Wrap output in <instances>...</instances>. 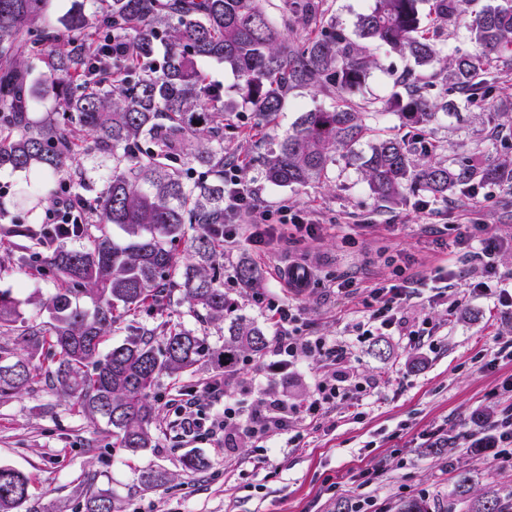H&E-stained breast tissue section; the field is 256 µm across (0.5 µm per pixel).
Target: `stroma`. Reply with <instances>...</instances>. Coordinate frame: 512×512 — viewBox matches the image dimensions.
Returning a JSON list of instances; mask_svg holds the SVG:
<instances>
[{"label":"stroma","instance_id":"35a3bbf8","mask_svg":"<svg viewBox=\"0 0 512 512\" xmlns=\"http://www.w3.org/2000/svg\"><path fill=\"white\" fill-rule=\"evenodd\" d=\"M375 59L365 82L351 99L358 105L384 101L396 90L395 76L410 70L422 80L434 78L433 67L390 48L371 45ZM330 97L312 87L292 89L264 139L235 132L224 136V153L258 155L270 140L292 125L301 112L326 107ZM431 137L444 147L442 158L454 164L467 161L480 167L512 161V127L488 122L478 109L440 115ZM337 161L327 184L293 189L265 183L259 170L242 171L241 179L255 191L261 207L274 211L288 205L309 212L322 232L318 239L290 238L276 242L275 258L256 253L249 241L226 252L223 259L225 293L237 314L274 337L276 330L256 301L253 289L242 287L234 269L240 262L255 266L261 285L305 310L304 329L313 336L344 339L349 359L376 381L377 389L363 408L342 403L329 410L319 425L303 427L299 447L288 446L283 435L272 436L270 449L243 443L221 448L211 441L184 442L175 425V409L182 392L201 389L212 372L200 366L195 374L173 381L162 378L156 393L160 418L151 432L153 448L137 455L113 448L104 421L79 413L43 385L0 400V463L24 472L30 492L43 512H83L87 479L111 490L117 512H333L336 494L325 480L347 488L364 484L377 512H394L408 496L428 500L430 512H467L457 496L460 480L471 495L493 489L512 496V466L498 463L490 448L471 447L465 432L475 410L494 415L506 406L512 385V308L499 304L500 287L512 286V250L498 254L496 273L484 276L472 260L447 252L443 236H456L458 227L483 225L486 233L512 239V186L490 184L479 193L460 190L447 199L408 195L382 201L363 179L360 154ZM34 176H0L8 193L0 198L13 224L41 221L43 206L34 205L29 188ZM23 241L10 237L0 244V290L12 292L27 320L40 322V305L55 291L49 277L31 276L15 256ZM412 258L408 273L428 277L448 262L456 278L448 297L458 300L456 311L430 308L427 287H419L402 307L412 324L424 329L428 344L412 348L396 336H353L349 330L363 309V292L379 283L395 281L404 258ZM308 264L318 284L305 292L280 287L274 264ZM357 277L358 294L336 297L323 283L338 277ZM481 283L479 291L466 287ZM465 296H458V289ZM441 446L438 454L430 446ZM202 457L206 466L184 473L182 458ZM168 479L148 489L141 483L147 472Z\"/></svg>","mask_w":512,"mask_h":512}]
</instances>
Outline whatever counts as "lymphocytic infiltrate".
Listing matches in <instances>:
<instances>
[{
	"mask_svg": "<svg viewBox=\"0 0 512 512\" xmlns=\"http://www.w3.org/2000/svg\"><path fill=\"white\" fill-rule=\"evenodd\" d=\"M241 223L247 225L253 246L260 249L290 231L309 239L319 235L318 225L303 211L285 206L274 216L261 209L252 190L232 172L224 177L225 250L236 248L237 226ZM410 297V291L401 282L371 289L365 302L366 316L353 324V331L365 336H397L409 346L421 345L422 330L413 328L399 314L400 306ZM259 301L276 327L275 342L265 364L266 375L248 378L236 369L213 377L202 392H187L175 410L185 436L194 439L204 434L229 446L250 442L263 448L271 434L279 433L295 446L302 438L297 425L318 423L337 403L363 392L364 387L355 379L349 364L344 341L304 333L302 309L272 292L260 294ZM305 364L313 366L314 371L304 398L288 393L276 398L267 396L268 375L284 376L290 369ZM235 387L240 390L239 396H229V389ZM205 395L217 401V409H204L201 398ZM479 421L473 445L494 449L497 459L512 462V405L492 417L480 415Z\"/></svg>",
	"mask_w": 512,
	"mask_h": 512,
	"instance_id": "1",
	"label": "lymphocytic infiltrate"
}]
</instances>
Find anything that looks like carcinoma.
Segmentation results:
<instances>
[{
  "label": "carcinoma",
  "instance_id": "cac0c4a2",
  "mask_svg": "<svg viewBox=\"0 0 512 512\" xmlns=\"http://www.w3.org/2000/svg\"><path fill=\"white\" fill-rule=\"evenodd\" d=\"M284 27L301 37L290 42L263 0H85L53 20V0H0V173L36 176L37 199L66 186L80 202L91 200L84 224H40L15 233L36 241L19 264L59 284L45 303L48 320L26 323L18 299L0 291V334L17 333L33 353L48 346L51 361L24 358L0 343V399L36 381L68 399L89 418H101L118 447L132 455L152 447L158 381L178 379L205 363L215 374L267 347L264 330L241 317L230 322L224 343L212 346L200 331L162 321L127 324L129 337L105 347L107 337L149 305L160 313L172 304L211 325L226 321L234 302L219 283L224 253V130L232 119L224 89L203 66L217 60L237 79L236 89L254 117L251 135L262 133L282 110L288 92L312 84L332 104L303 112L264 153L248 160L264 180L282 187L323 182L339 159L360 157L364 180L381 200L409 191L445 197L489 183L512 182V162L451 168L440 146L421 132L439 111L477 107L491 97L490 64L512 53V0L475 8L476 0H374L356 22L358 40L326 18L323 0H284ZM441 21L463 17L472 50L450 58L452 86L443 102L408 74L380 106L359 108L349 98L373 64L368 42L408 55L419 66L442 61L422 26L420 5ZM121 44L125 54H112ZM46 89L55 108L31 115L35 88ZM394 108L404 126L419 132L371 136L364 113ZM90 155L110 173L96 188L94 169L77 161ZM123 232L114 238L112 227ZM197 260L184 261L175 243L187 235ZM69 234L77 247L54 245ZM236 278L258 280L241 262ZM85 512H114L112 493L94 481L84 490ZM0 512H37L30 481L0 464ZM470 512H512L494 490L475 498Z\"/></svg>",
  "mask_w": 512,
  "mask_h": 512
}]
</instances>
